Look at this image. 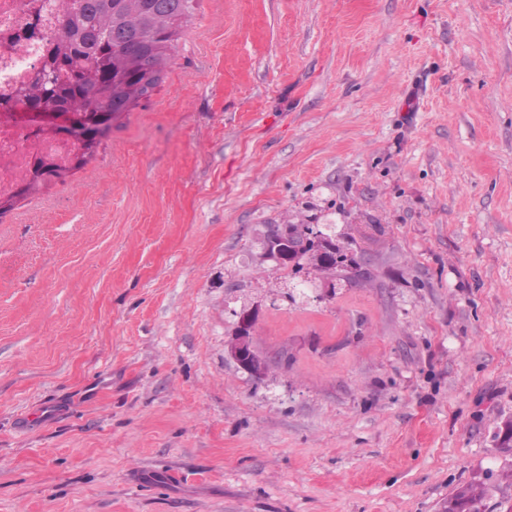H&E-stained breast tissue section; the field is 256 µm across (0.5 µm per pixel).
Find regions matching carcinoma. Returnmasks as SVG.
<instances>
[{
    "label": "carcinoma",
    "mask_w": 512,
    "mask_h": 512,
    "mask_svg": "<svg viewBox=\"0 0 512 512\" xmlns=\"http://www.w3.org/2000/svg\"><path fill=\"white\" fill-rule=\"evenodd\" d=\"M197 0H58L63 25L50 61L38 81L22 92L19 104L42 112L73 111L83 132L73 144V166H40L47 177L35 180L7 198L0 197V217L15 204L54 180L83 168L98 153L114 121L150 99L163 82ZM320 238L336 240L334 262L340 280L353 284L372 276L367 262L342 245L336 225L297 233L294 256L281 264L291 272L300 295L314 287L305 261ZM488 488L469 483L451 494L449 512H482Z\"/></svg>",
    "instance_id": "carcinoma-1"
}]
</instances>
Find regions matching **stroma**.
Masks as SVG:
<instances>
[{
	"instance_id": "stroma-1",
	"label": "stroma",
	"mask_w": 512,
	"mask_h": 512,
	"mask_svg": "<svg viewBox=\"0 0 512 512\" xmlns=\"http://www.w3.org/2000/svg\"><path fill=\"white\" fill-rule=\"evenodd\" d=\"M105 144L0 219V512L512 503V0H198ZM290 215L372 278L290 303ZM301 222L298 220L297 222H294L293 220L284 219L282 221V228L284 229L285 235L281 239H272L266 242V248L262 249L261 258L263 261L265 260H271L274 262L281 261V258L283 255L287 252L288 249V256L291 255L293 250V240L291 238V232H289V229L297 228L298 230H302V227L306 224H300ZM280 225L279 224H269L267 225V235H276L280 231ZM258 316L259 308L254 304L237 313L235 327L225 344V350L239 368L260 380L269 375L274 363L261 356L253 345ZM488 488L483 483H469L451 494L446 512H482ZM448 497V498H450Z\"/></svg>"
}]
</instances>
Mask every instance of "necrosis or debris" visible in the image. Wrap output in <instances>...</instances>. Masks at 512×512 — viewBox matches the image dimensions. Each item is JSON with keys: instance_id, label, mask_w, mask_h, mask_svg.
I'll use <instances>...</instances> for the list:
<instances>
[{"instance_id": "1", "label": "necrosis or debris", "mask_w": 512, "mask_h": 512, "mask_svg": "<svg viewBox=\"0 0 512 512\" xmlns=\"http://www.w3.org/2000/svg\"><path fill=\"white\" fill-rule=\"evenodd\" d=\"M59 31L53 0H0V197L11 196L30 178L35 161L69 162L74 145L14 120L21 90L33 85L48 44Z\"/></svg>"}]
</instances>
